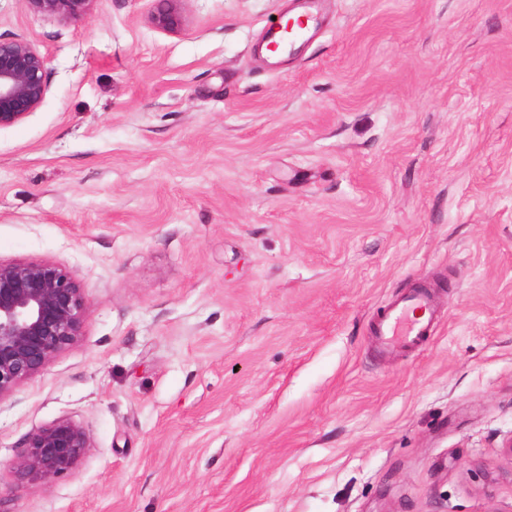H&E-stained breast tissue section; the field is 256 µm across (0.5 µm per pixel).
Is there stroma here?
Here are the masks:
<instances>
[{"mask_svg": "<svg viewBox=\"0 0 512 512\" xmlns=\"http://www.w3.org/2000/svg\"><path fill=\"white\" fill-rule=\"evenodd\" d=\"M0 0L48 92L0 130V261L83 335L0 403V512H512V0ZM424 344L379 318L416 285ZM90 447L23 483L39 426ZM36 12L66 19H78L90 10L94 0H27ZM149 15L151 24L160 30L169 33H178L182 30L184 17L181 3L184 0H155ZM89 447L81 427L57 422L33 429L7 465L21 481L49 483L72 471Z\"/></svg>", "mask_w": 512, "mask_h": 512, "instance_id": "35a3bbf8", "label": "stroma"}]
</instances>
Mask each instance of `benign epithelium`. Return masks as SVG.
Segmentation results:
<instances>
[{"label":"benign epithelium","instance_id":"1","mask_svg":"<svg viewBox=\"0 0 512 512\" xmlns=\"http://www.w3.org/2000/svg\"><path fill=\"white\" fill-rule=\"evenodd\" d=\"M36 12L78 19L94 0H27ZM184 0H155L151 24L182 30ZM48 60L20 37L0 39V130L21 123L48 90ZM85 297L68 269L52 261H0V402L45 370L83 332ZM90 448L83 429L62 421L33 429L7 462L21 481L52 482Z\"/></svg>","mask_w":512,"mask_h":512}]
</instances>
